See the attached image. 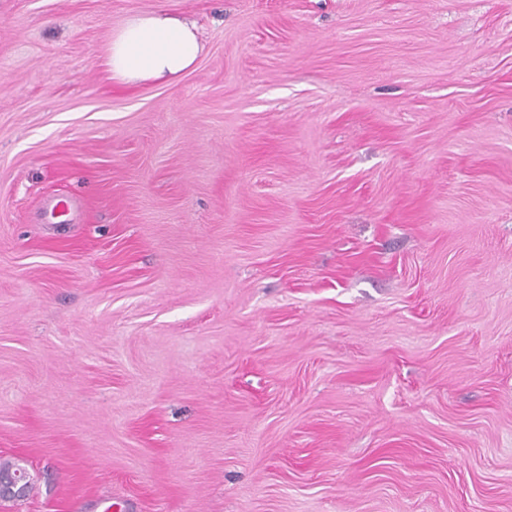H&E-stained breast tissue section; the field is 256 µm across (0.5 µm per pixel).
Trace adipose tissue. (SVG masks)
Instances as JSON below:
<instances>
[{
  "label": "adipose tissue",
  "instance_id": "ef3b65f1",
  "mask_svg": "<svg viewBox=\"0 0 512 512\" xmlns=\"http://www.w3.org/2000/svg\"><path fill=\"white\" fill-rule=\"evenodd\" d=\"M203 50L196 24L161 5L128 16L113 29L106 65L112 80L125 86L174 84L193 69Z\"/></svg>",
  "mask_w": 512,
  "mask_h": 512
}]
</instances>
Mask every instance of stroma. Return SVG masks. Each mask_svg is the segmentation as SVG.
I'll return each instance as SVG.
<instances>
[{
    "label": "stroma",
    "instance_id": "1",
    "mask_svg": "<svg viewBox=\"0 0 512 512\" xmlns=\"http://www.w3.org/2000/svg\"><path fill=\"white\" fill-rule=\"evenodd\" d=\"M0 0V512H512V0ZM203 51L196 24L160 5L128 16L112 30L106 65L112 81L121 85L175 84ZM29 475L25 469H14L0 475V498H16L28 488Z\"/></svg>",
    "mask_w": 512,
    "mask_h": 512
}]
</instances>
